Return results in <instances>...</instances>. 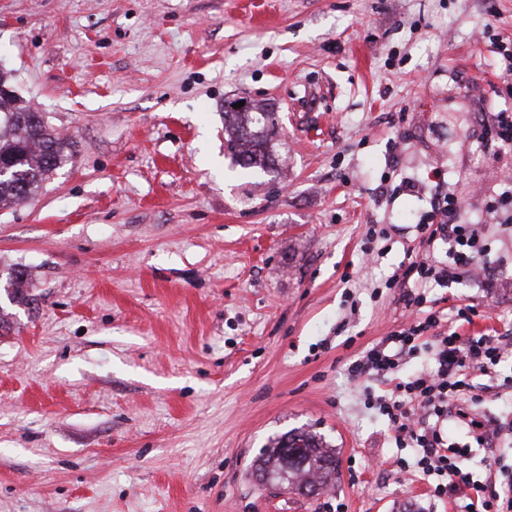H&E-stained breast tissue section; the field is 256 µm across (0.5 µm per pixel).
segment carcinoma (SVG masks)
Here are the masks:
<instances>
[{"label":"carcinoma","mask_w":512,"mask_h":512,"mask_svg":"<svg viewBox=\"0 0 512 512\" xmlns=\"http://www.w3.org/2000/svg\"><path fill=\"white\" fill-rule=\"evenodd\" d=\"M275 136L273 112L249 105L225 112L224 151L236 165L266 170ZM72 156L73 143L51 130L40 113L12 93L0 94V158L19 159L0 179V209L25 203ZM256 471L286 486L315 488L335 478L336 453L322 435L290 430L260 454Z\"/></svg>","instance_id":"1"}]
</instances>
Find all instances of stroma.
<instances>
[{
    "label": "stroma",
    "mask_w": 512,
    "mask_h": 512,
    "mask_svg": "<svg viewBox=\"0 0 512 512\" xmlns=\"http://www.w3.org/2000/svg\"><path fill=\"white\" fill-rule=\"evenodd\" d=\"M512 0H0V69L74 157L0 210V512H464L434 497L354 378L418 316L386 282L418 253L440 168L480 224L487 287L414 285L512 334ZM277 113L268 171L224 156V105ZM26 271L27 302L11 299ZM322 434L304 495L255 461ZM512 464V432L472 449ZM494 133V134H493ZM484 144L487 150L498 147L496 144L503 143L512 145V113L511 111L494 113L492 128L485 129ZM500 148V147H498Z\"/></svg>",
    "instance_id": "1"
}]
</instances>
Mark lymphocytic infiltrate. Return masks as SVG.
<instances>
[{
    "label": "lymphocytic infiltrate",
    "mask_w": 512,
    "mask_h": 512,
    "mask_svg": "<svg viewBox=\"0 0 512 512\" xmlns=\"http://www.w3.org/2000/svg\"><path fill=\"white\" fill-rule=\"evenodd\" d=\"M417 229L427 248L425 256L401 265L392 277L393 285L404 288L408 305L423 303L409 291L410 282L431 279L445 287L488 274V267L479 264L488 252L485 237L478 225L462 222L461 206L453 197H433ZM439 242L448 246L442 260L433 254ZM421 350L429 355L430 367L404 373L407 357ZM507 350L493 335L442 331L439 315L431 311L379 341L349 367L352 376L387 383V391L374 402L389 420L397 446L414 449L415 470L435 478L436 494L465 500V512H512V472H500L497 487L489 490L465 465L472 446L487 444L493 429L476 413L454 406L460 394L472 389V375L492 376ZM452 415L468 428L469 442L449 440L446 423Z\"/></svg>",
    "instance_id": "f902f5d3"
}]
</instances>
